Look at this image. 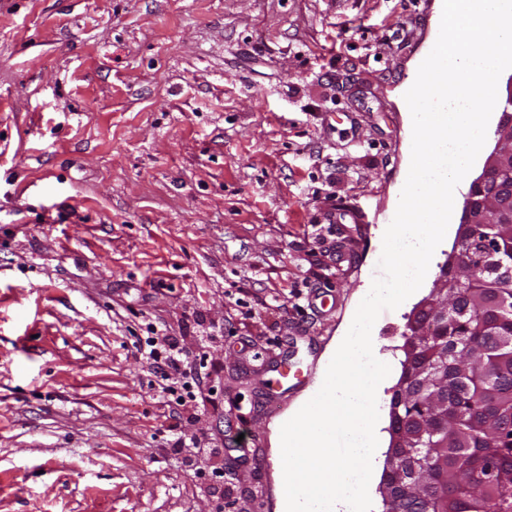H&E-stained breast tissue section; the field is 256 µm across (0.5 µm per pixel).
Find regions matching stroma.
<instances>
[{
	"instance_id": "1",
	"label": "stroma",
	"mask_w": 512,
	"mask_h": 512,
	"mask_svg": "<svg viewBox=\"0 0 512 512\" xmlns=\"http://www.w3.org/2000/svg\"><path fill=\"white\" fill-rule=\"evenodd\" d=\"M441 4L0 0V512H281L273 427L379 274ZM454 244L376 320L380 361ZM163 333L195 422L143 357ZM182 431L223 449V497ZM186 439L185 435L179 436L175 440L172 449L178 454L182 453L184 448L194 449L193 451H189L190 454L183 458V463L188 471H194L195 474L197 471L201 470V465L204 461L210 460L221 452L220 448H206L203 438L197 435H193L189 438L190 444H186Z\"/></svg>"
}]
</instances>
